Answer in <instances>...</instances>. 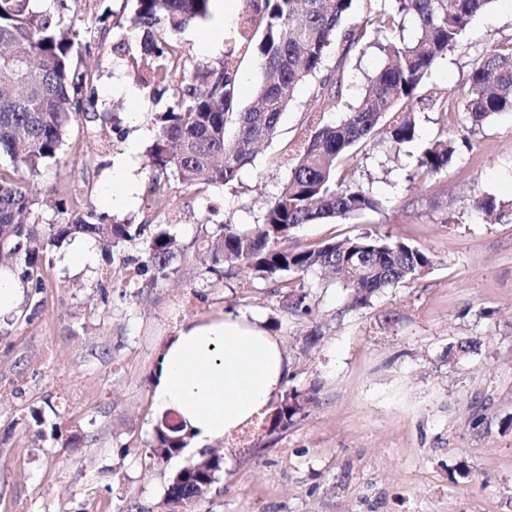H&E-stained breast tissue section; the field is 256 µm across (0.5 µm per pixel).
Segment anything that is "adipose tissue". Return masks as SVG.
Instances as JSON below:
<instances>
[{
    "instance_id": "ef3b65f1",
    "label": "adipose tissue",
    "mask_w": 512,
    "mask_h": 512,
    "mask_svg": "<svg viewBox=\"0 0 512 512\" xmlns=\"http://www.w3.org/2000/svg\"><path fill=\"white\" fill-rule=\"evenodd\" d=\"M288 372L281 342L256 322L211 320L182 329L165 346L155 402L180 415L200 450L268 411Z\"/></svg>"
}]
</instances>
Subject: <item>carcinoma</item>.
I'll return each mask as SVG.
<instances>
[{
    "label": "carcinoma",
    "mask_w": 512,
    "mask_h": 512,
    "mask_svg": "<svg viewBox=\"0 0 512 512\" xmlns=\"http://www.w3.org/2000/svg\"><path fill=\"white\" fill-rule=\"evenodd\" d=\"M56 12H39L31 0H0V155L12 171L0 170V260L8 261L32 306L17 319L30 320L42 301L43 266L54 248L77 237L102 247L104 257L120 256V263L137 265L139 275L156 282L177 272L175 260L184 256L167 224H114L112 217L90 204L68 209L62 224H40L33 216L37 204L34 177L56 158L70 120L86 114L95 90L77 59L76 32L62 27L67 0H55ZM133 24L140 28L141 51L153 58L155 68L143 83L164 82L170 44L166 34L209 16L210 0H136ZM392 12L375 13L363 25L346 24L353 0H244L238 18L242 46H255L261 71L256 103L240 99L237 52L224 53L219 66L202 65L181 81L176 101L158 117L159 130L149 150V177L158 186L163 176L187 185H227L251 163L258 145L273 140L281 115L292 104L296 86L319 80L321 90L343 99L349 77L341 69L323 75L330 49L343 51L375 47L383 66L368 80L362 97L346 105L343 117L329 123L320 117L309 125V135L294 149L288 178L269 200L263 222L242 228L220 224L202 239V255L210 274L245 265L263 280L279 282L282 275L303 276L314 269L336 273L349 289L348 307L364 308L380 291L410 281L432 266L424 249L388 236L366 234L316 248L283 243L303 224L322 219L347 220L378 202L363 190L351 170L342 171L358 145L376 135L400 148L416 140L415 113L425 107L448 111L447 100L430 77L448 57L472 18L493 0H394ZM414 23V35L396 40L391 32L405 20ZM263 36L252 44L255 29ZM464 113L478 125L503 112H512V43L488 45L474 62L461 95ZM472 148L467 135L425 144L417 167L433 176L444 169L460 147ZM142 243L136 257L121 255L127 243ZM288 309L298 317L313 313L304 283L288 294ZM313 397L291 388L270 420V431L284 430L304 416ZM155 426L152 455L165 460L189 445V432L180 417ZM211 473L182 468L170 477L165 496L179 494L191 503L209 497L224 457L206 456Z\"/></svg>",
    "instance_id": "carcinoma-1"
}]
</instances>
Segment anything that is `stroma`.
<instances>
[{
	"label": "stroma",
	"mask_w": 512,
	"mask_h": 512,
	"mask_svg": "<svg viewBox=\"0 0 512 512\" xmlns=\"http://www.w3.org/2000/svg\"><path fill=\"white\" fill-rule=\"evenodd\" d=\"M69 6L64 23L90 48L82 67L95 103L70 122L57 160L37 178L46 201L35 213L62 222L49 202L68 192L119 222L170 225L189 256L148 287L120 261L78 263L79 242L49 253L41 310L0 335V512H167L168 478L200 455L151 454L161 349L182 326L228 314L259 319L277 336L291 387L316 401L276 440L264 414L251 424L248 446L228 437L212 443L224 456L219 491L186 512H512V113L474 127L471 149L438 175H415L420 145L469 124L460 89L490 40L512 42V0H493L433 70L447 112H419L418 139L402 150L374 139L354 158L355 177L378 208L302 225L293 238L312 248L388 235L425 249L432 266L360 309L348 307L342 284L308 272L314 312L304 320L270 282L240 267L216 280L191 249L206 228L261 223L310 112L334 122L341 106L319 96L318 81L301 84L276 137L236 181L187 186L164 177L153 191L148 150L177 84L144 86L138 78L151 57L99 45L128 34L135 0ZM243 7L224 0L218 46L210 44L212 16L169 35L178 74L238 48ZM382 62L373 47L336 48L327 66L348 70L345 98L353 102ZM484 195L498 204L493 216L472 206ZM313 330L318 340L306 345ZM466 338L475 350L452 353ZM50 405L65 414L62 433L34 439L31 414Z\"/></svg>",
	"instance_id": "35a3bbf8"
}]
</instances>
